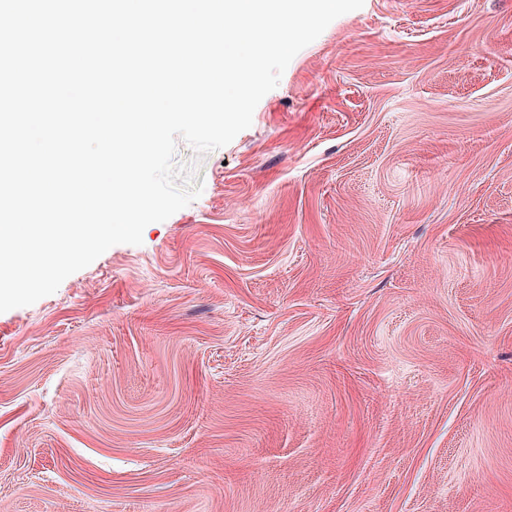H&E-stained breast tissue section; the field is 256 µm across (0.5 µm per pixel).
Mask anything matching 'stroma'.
<instances>
[{"label": "stroma", "instance_id": "35a3bbf8", "mask_svg": "<svg viewBox=\"0 0 512 512\" xmlns=\"http://www.w3.org/2000/svg\"><path fill=\"white\" fill-rule=\"evenodd\" d=\"M174 163L0 313V512H512V0H364Z\"/></svg>", "mask_w": 512, "mask_h": 512}]
</instances>
